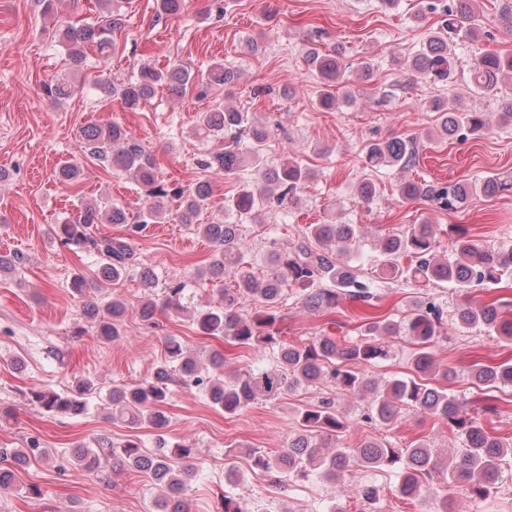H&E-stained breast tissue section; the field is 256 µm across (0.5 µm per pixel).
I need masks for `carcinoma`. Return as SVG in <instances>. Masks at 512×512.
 Here are the masks:
<instances>
[{"mask_svg":"<svg viewBox=\"0 0 512 512\" xmlns=\"http://www.w3.org/2000/svg\"><path fill=\"white\" fill-rule=\"evenodd\" d=\"M39 3L42 16L51 22L54 36L67 51L73 73L68 80L46 86L45 92L56 101L66 100L84 89L82 74L87 52H93L103 61L111 57L116 47L115 36L123 29L122 14L114 0H94L93 21L78 25L60 23L57 5L61 0H39ZM427 10L440 15V25L421 44L410 67L430 83H446L455 77L454 40L460 36L475 38L480 32L478 0H429ZM308 62L323 85L318 96L319 107L335 108L337 92L348 81L346 65L336 51L328 54L312 51ZM509 72H512L511 56L491 53L474 58L470 66L473 91L496 94L502 77ZM235 79V71L225 67L224 61L215 60L198 78L183 66L147 65L126 83L117 85L101 73L94 84L102 98L118 99L124 109L134 112L162 86L176 96L186 94L191 87L197 90V97L205 98L211 90L226 88ZM429 109L438 114L436 132L442 139H465L487 128L482 112H470L460 106L450 109L441 99L430 101ZM192 135L200 141L224 140L223 149L204 153L197 164L236 184L235 192L224 198L222 216L209 224L196 225L198 234L214 247L208 265L198 271V276L212 281L221 280L231 272L237 275L235 287L224 289L217 303L196 308L192 313L201 335L224 339V352L212 353L208 363L202 364L179 342L168 341L167 358L156 365L150 378L112 388L108 396L112 421L163 428L165 417L160 407L178 386L199 388L212 406L232 415L249 406L271 403L302 388L325 383L338 394L372 396L370 414L365 420H374L385 427H394L407 409L446 421L448 430L460 440L462 450L448 471L446 488L438 493L434 512H448V491L455 483L462 484L473 501H486L502 477L501 461L508 456L512 458V440L498 436L495 427H484L468 418L459 402L438 387L439 382L456 378V371L439 366L432 354L433 346L447 334L443 308L426 298L416 303L407 320L401 323L383 324L379 316L369 312L359 317L355 337L323 334L306 343L288 342L282 336L280 309L288 290L303 297L309 308L326 313L336 312L345 300L374 306L376 294L362 280L358 269L337 260L356 248L360 227L342 222L310 224L293 249L269 251L268 271L257 277L244 269L250 247L241 235L240 225L263 224L269 208L294 204L313 172L295 154L286 153L277 163H268L266 155L272 131L255 123L247 112L221 105L200 112ZM80 138L86 154L135 182L143 193L144 204L137 215L131 216L117 203H88L77 215L54 225L55 238L64 247H73L96 258L97 279L104 288L128 276L138 278L144 289L139 308L143 320H152L159 309L175 313L188 311L186 283L172 278L159 287L153 273L139 262L133 236L149 224L193 223V218L212 196L210 182L200 181L186 188L163 179L155 157L119 121L88 125L81 129ZM364 163L371 170L414 167L419 163L415 139L394 136L373 140L365 145ZM81 176V168L74 163L66 162L55 170L56 180L65 187L78 186ZM478 190L493 196L512 190V182L494 175L479 184L405 181L398 185V196L404 202L424 200L443 211L456 213ZM99 224H124L128 234H100ZM448 234L453 237V249L443 259L435 255L436 232L432 224H413L402 233L381 236L377 246L378 265L384 278L405 277L421 287L447 282L468 288L475 283L498 284L505 273H512V247L484 248L461 224L448 225ZM404 259L408 260L405 265ZM248 300L255 304L251 315L240 310L242 302ZM508 305L509 301L503 298L489 302L468 300L457 309V327L485 329L509 348L512 315L507 312ZM126 313V301L118 295L101 307L93 300L84 307V314L96 320L99 336L108 342L121 336ZM396 336L409 337L417 350L408 373L387 381L380 390L360 367L386 359L390 339ZM239 349L268 350L275 357L273 366L226 371L231 356ZM470 378L479 388L512 387V357L489 364L476 362L471 367ZM92 390L90 381L80 379L66 392L32 390L28 398L44 414L75 418L88 411ZM297 425L279 454L255 450L247 453L249 466L268 477L267 490L271 492L309 482L316 475L334 482L343 472L362 468L395 474L398 483L393 492L401 499L412 501L423 495L426 478L442 468L439 457L421 441L405 448L376 438L353 448L345 445L341 437L349 431V422L329 398L300 409ZM333 439L336 444L332 445V451L323 453L324 442ZM37 448L36 444L28 449L0 448L1 492L14 483L12 466L25 464L29 452ZM105 459L112 460L114 467L149 474L163 492L157 500L160 512H187L186 495L197 475L191 445L177 444L166 451L159 448L147 452L134 438L116 444L109 437H100L91 445L75 450L73 465L94 472ZM351 495L359 507L357 512H381L380 490L374 482H362ZM222 512L253 510L226 490Z\"/></svg>","mask_w":512,"mask_h":512,"instance_id":"obj_1","label":"carcinoma"}]
</instances>
